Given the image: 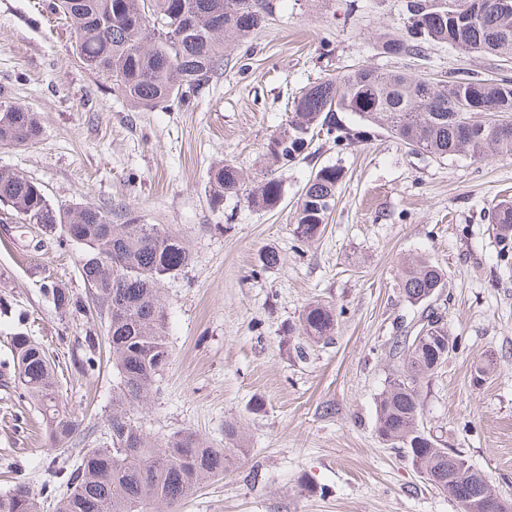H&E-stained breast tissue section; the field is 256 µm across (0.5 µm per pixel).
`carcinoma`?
Returning <instances> with one entry per match:
<instances>
[{
  "mask_svg": "<svg viewBox=\"0 0 512 512\" xmlns=\"http://www.w3.org/2000/svg\"><path fill=\"white\" fill-rule=\"evenodd\" d=\"M473 0H406L403 35L381 41L388 57H422L426 46L512 59V11L492 8L468 16ZM64 17L79 61L111 82L112 91L137 110L189 106L224 67V46L241 43L264 28L278 0H50ZM358 118L347 125L339 114ZM384 129L413 153L436 158L460 154L484 159L512 156V80L448 73L437 82L400 70L356 66L339 77L309 84L292 102L291 119L265 147L267 166L249 188L239 168L224 162L209 172L214 201L242 198L259 209L276 208L284 196L279 169L304 155L315 135L355 145ZM41 136L35 113L0 93V143L33 145ZM343 169L324 165L310 176L297 200L294 236L311 242L325 230L336 205ZM1 222L40 224L58 246L79 248V272L94 313L106 318L112 357V412L106 446L80 450L78 424L61 406L53 361L23 333L12 336L15 377L23 394L49 421L57 455L56 482L43 488L52 512H177L205 479L224 474L242 434L224 427V447L207 445L186 430L163 443L152 439L133 413L146 402L170 363L161 284L191 262L183 239L148 224L136 209L89 202L64 209L37 182L0 171ZM490 223L501 240L512 237V200L494 205ZM445 287L439 265L418 259L404 267L401 290L410 303L427 302ZM336 315L320 303L305 308L301 332L333 340ZM441 317L431 311L413 336L391 344L395 373L376 404V432L402 450L424 480L459 512H512L492 480L455 448H447L423 423V384L458 349ZM0 512H41L25 483L0 494Z\"/></svg>",
  "mask_w": 512,
  "mask_h": 512,
  "instance_id": "cac0c4a2",
  "label": "carcinoma"
}]
</instances>
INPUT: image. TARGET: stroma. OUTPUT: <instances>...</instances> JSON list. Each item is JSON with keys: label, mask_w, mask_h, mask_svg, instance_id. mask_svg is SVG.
<instances>
[{"label": "stroma", "mask_w": 512, "mask_h": 512, "mask_svg": "<svg viewBox=\"0 0 512 512\" xmlns=\"http://www.w3.org/2000/svg\"><path fill=\"white\" fill-rule=\"evenodd\" d=\"M406 0H280L269 26L231 46L221 75L187 109L130 111L73 56L66 25L36 0H0V91L35 112L37 144L0 145V169L41 184L55 204H131L178 233L192 255L162 286L171 363L137 417L158 441L190 430L216 448L224 425L247 441L227 471L206 480L181 512H459L375 431L376 399L394 337L419 328L423 307L402 296L404 260L437 261L446 286L431 302L460 346L422 390L424 422L512 498V252L488 221L512 198V157L445 159L413 153L377 130L362 146L325 137L280 170L284 197L257 210L210 201L209 171L234 163L257 183L285 103L310 82L364 64L430 79L464 68L482 78L495 58L431 46L421 58L382 54L377 35L404 31ZM336 164L344 179L321 235L294 236L309 177ZM280 262L263 267L266 251ZM76 246L38 224L0 223V493L53 480L50 427L18 388L7 340L23 332L59 364L61 403L106 440L112 363L84 369L96 316L58 308L54 289L84 298ZM313 302L336 314L331 343L300 333ZM492 364L473 384L476 364Z\"/></svg>", "instance_id": "1"}]
</instances>
